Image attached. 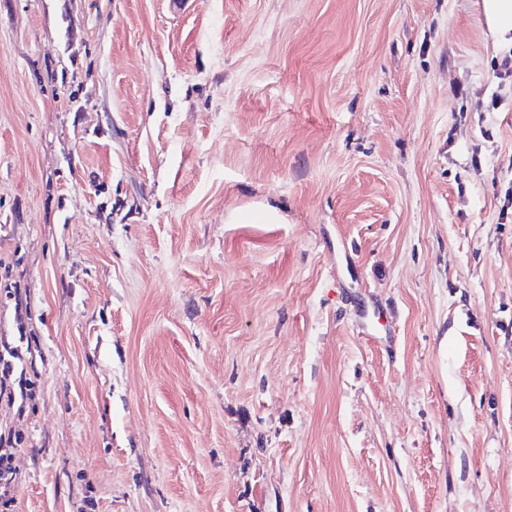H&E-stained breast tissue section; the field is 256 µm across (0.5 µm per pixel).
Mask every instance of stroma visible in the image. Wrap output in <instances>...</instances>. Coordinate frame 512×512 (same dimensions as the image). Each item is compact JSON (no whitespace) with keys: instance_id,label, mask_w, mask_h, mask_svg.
I'll use <instances>...</instances> for the list:
<instances>
[{"instance_id":"35a3bbf8","label":"stroma","mask_w":512,"mask_h":512,"mask_svg":"<svg viewBox=\"0 0 512 512\" xmlns=\"http://www.w3.org/2000/svg\"><path fill=\"white\" fill-rule=\"evenodd\" d=\"M511 51L483 0H0L16 512H512Z\"/></svg>"}]
</instances>
